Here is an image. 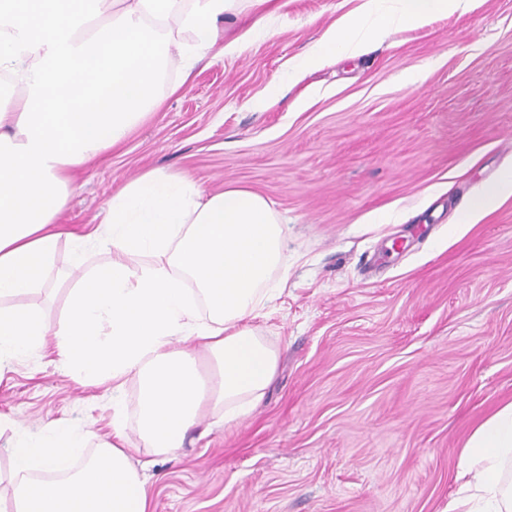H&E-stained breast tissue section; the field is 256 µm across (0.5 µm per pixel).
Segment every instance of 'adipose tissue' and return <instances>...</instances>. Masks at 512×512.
I'll return each instance as SVG.
<instances>
[{
	"label": "adipose tissue",
	"mask_w": 512,
	"mask_h": 512,
	"mask_svg": "<svg viewBox=\"0 0 512 512\" xmlns=\"http://www.w3.org/2000/svg\"><path fill=\"white\" fill-rule=\"evenodd\" d=\"M234 0H0V366L53 345L62 371L112 386V436L64 420L22 436L10 452L0 512H148L126 429L157 455L184 448L211 414L224 423L261 404L278 353L253 321L278 295L284 226L248 186L205 192L193 179L146 170L113 193L91 231L59 225L72 171L122 143L164 94L204 59L241 55L220 19ZM477 0H364L299 60L311 70L355 56L401 28H418ZM75 259L99 248L107 265L83 268L64 317L49 330L19 294L45 287L61 239ZM137 385L134 417L125 412ZM461 483L448 512H512V402L464 442Z\"/></svg>",
	"instance_id": "1"
}]
</instances>
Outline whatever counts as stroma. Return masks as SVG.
I'll list each match as a JSON object with an SVG mask.
<instances>
[{"label":"stroma","instance_id":"35a3bbf8","mask_svg":"<svg viewBox=\"0 0 512 512\" xmlns=\"http://www.w3.org/2000/svg\"><path fill=\"white\" fill-rule=\"evenodd\" d=\"M364 0H247L238 57L188 83L104 160L76 172L62 222L83 232L112 190L161 167L206 192L242 183L286 223L284 290L256 323L279 355L264 401L209 416L176 456L141 449L150 512H444L460 449L512 401V196L468 211L512 172V0H481L308 71L255 109ZM424 73L410 84L405 77ZM381 212L386 224L374 223ZM398 251H390L394 240ZM70 246L47 289L18 295L57 329ZM64 419L112 433V394L36 350L0 371V473L19 436Z\"/></svg>","mask_w":512,"mask_h":512}]
</instances>
